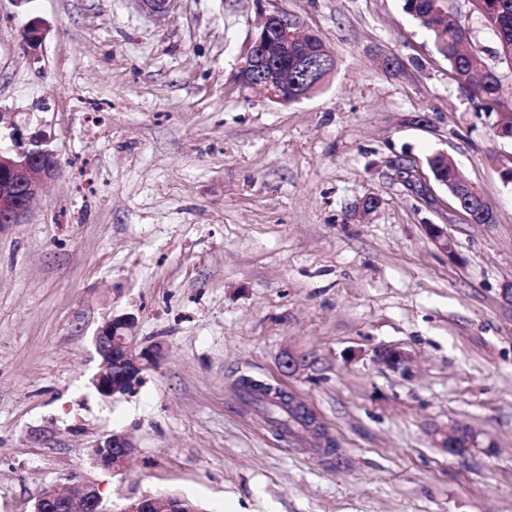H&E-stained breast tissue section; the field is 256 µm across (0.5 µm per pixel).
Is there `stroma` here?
I'll use <instances>...</instances> for the list:
<instances>
[{
  "instance_id": "35a3bbf8",
  "label": "stroma",
  "mask_w": 512,
  "mask_h": 512,
  "mask_svg": "<svg viewBox=\"0 0 512 512\" xmlns=\"http://www.w3.org/2000/svg\"><path fill=\"white\" fill-rule=\"evenodd\" d=\"M277 12L335 60L288 105L238 80ZM448 14L501 104L456 79L403 0H0V116L59 164L25 223L0 226V512L85 484L116 508L177 493L207 512H512V64L478 0ZM436 151L494 223L438 184L407 188L401 166ZM119 316L164 356L105 397L94 338ZM381 346L411 374L378 364ZM244 377L303 404L334 450L279 435ZM454 424L477 445L448 454L437 433ZM115 433L134 446L119 473L89 458ZM425 231L429 240L437 249L448 254V258L455 260L457 258L456 244L451 235L448 234V228L441 227L439 224L425 225ZM375 358L394 372L401 373L402 375H409L411 373V356L401 349L393 347L379 348L375 352Z\"/></svg>"
}]
</instances>
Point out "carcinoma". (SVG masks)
<instances>
[{
  "instance_id": "obj_1",
  "label": "carcinoma",
  "mask_w": 512,
  "mask_h": 512,
  "mask_svg": "<svg viewBox=\"0 0 512 512\" xmlns=\"http://www.w3.org/2000/svg\"><path fill=\"white\" fill-rule=\"evenodd\" d=\"M487 9L484 18L498 37V54L502 59L512 63V0H486ZM404 9L416 22L430 32L436 50L448 60L458 79L473 86L486 100L501 103V85L498 75L475 48H473L466 31L449 22L448 19L435 12L436 0H404ZM299 51L288 50V56L279 59L281 66L288 68L293 79L288 81V89L284 91L288 103L301 101V96L312 94L321 88L314 81L307 79L296 67L295 59ZM446 157L435 153L427 157L426 166L433 179L446 181L455 194L458 204L470 210L474 208V200L468 194L470 180L461 170L444 165ZM270 388L251 390L245 402L260 408L266 419L280 432L297 434L302 430H310L314 415L308 411H300L291 407L286 401H277V407L270 408L264 398Z\"/></svg>"
}]
</instances>
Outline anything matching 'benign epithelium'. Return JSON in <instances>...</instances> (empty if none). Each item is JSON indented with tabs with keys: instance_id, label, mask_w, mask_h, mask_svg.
<instances>
[{
	"instance_id": "benign-epithelium-1",
	"label": "benign epithelium",
	"mask_w": 512,
	"mask_h": 512,
	"mask_svg": "<svg viewBox=\"0 0 512 512\" xmlns=\"http://www.w3.org/2000/svg\"><path fill=\"white\" fill-rule=\"evenodd\" d=\"M294 28L283 14L273 13L264 18L239 72L238 79L243 86H261L270 101L281 100V88L288 80V72L278 68L277 58L288 54V47L295 40ZM58 171L56 155L46 147L44 136H28L14 121L5 124L0 130V225L23 223L33 200ZM425 231L437 249L452 260L457 258L456 244L448 229L427 224ZM133 326L131 317H114L98 330L95 344L101 368L94 377V385L105 397L130 391L141 372L163 357L161 346L140 347L134 342ZM375 358L394 372L411 373V356L401 349L380 348ZM463 434L469 435L471 431L460 425L437 432L440 444L450 453L457 452L456 441ZM132 450L133 444L125 435L114 433L93 448L92 457L100 467L120 472ZM53 506L66 512H112L94 485H81L65 498H51L45 493L36 500L32 512H48Z\"/></svg>"
}]
</instances>
